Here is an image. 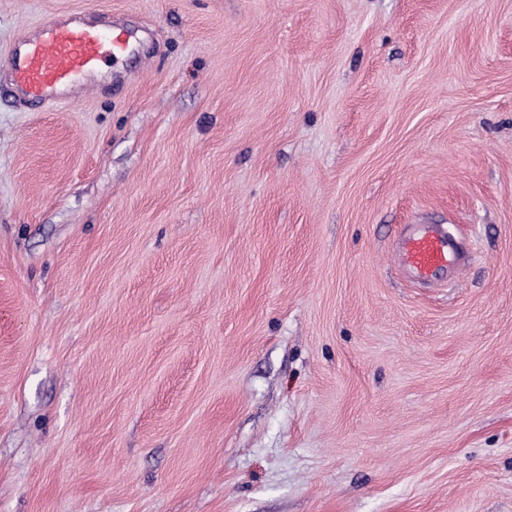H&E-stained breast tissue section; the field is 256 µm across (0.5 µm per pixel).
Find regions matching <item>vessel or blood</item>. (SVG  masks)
<instances>
[{
	"label": "vessel or blood",
	"mask_w": 512,
	"mask_h": 512,
	"mask_svg": "<svg viewBox=\"0 0 512 512\" xmlns=\"http://www.w3.org/2000/svg\"><path fill=\"white\" fill-rule=\"evenodd\" d=\"M128 48L123 35L106 32L84 17L46 20L36 35L18 41L6 57L9 80L0 84V99H18L30 109H43L70 97L102 65L118 62ZM397 250L402 270L423 286L437 282L463 259L453 234L442 224L413 225Z\"/></svg>",
	"instance_id": "obj_1"
}]
</instances>
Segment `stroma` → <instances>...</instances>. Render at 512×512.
Instances as JSON below:
<instances>
[{"instance_id":"obj_1","label":"stroma","mask_w":512,"mask_h":512,"mask_svg":"<svg viewBox=\"0 0 512 512\" xmlns=\"http://www.w3.org/2000/svg\"><path fill=\"white\" fill-rule=\"evenodd\" d=\"M77 12L134 45L0 101V512H512V0H0V54ZM400 266L414 282L428 286L458 267L463 259L444 224H413L397 246Z\"/></svg>"}]
</instances>
